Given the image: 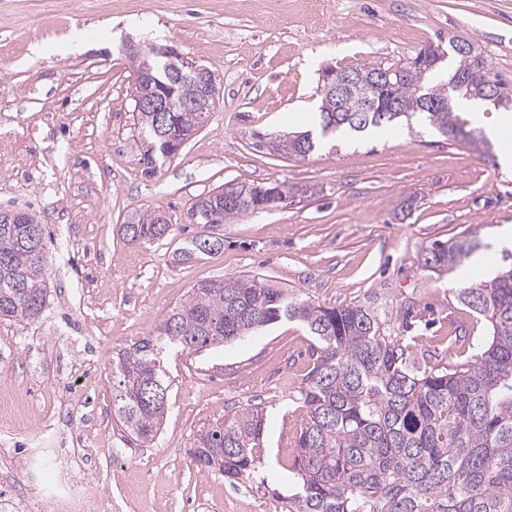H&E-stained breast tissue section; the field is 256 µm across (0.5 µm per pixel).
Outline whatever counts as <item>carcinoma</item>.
I'll return each mask as SVG.
<instances>
[{"label": "carcinoma", "instance_id": "1", "mask_svg": "<svg viewBox=\"0 0 512 512\" xmlns=\"http://www.w3.org/2000/svg\"><path fill=\"white\" fill-rule=\"evenodd\" d=\"M462 73L464 89L457 98L483 101L491 89L512 107V89L492 72L487 59L472 52L465 58L449 51ZM405 72L375 87L377 106L395 102L397 112H361L372 72L378 64L343 67L362 73L342 98L341 112L320 107L314 116L321 134L382 130L398 119L418 115L446 140L487 154L482 129L461 118L456 105L444 107L450 82L436 79L441 64L433 45L420 49ZM208 112L179 108L165 115L163 138L150 112H133L141 141L152 148L141 154L143 173L155 175L174 147L198 130ZM319 142L308 132L270 137L272 152L304 159ZM239 189L247 185L235 183ZM243 198L230 203L212 192L200 196L191 211L205 212L224 224L257 210L288 205V190L249 185ZM131 243L158 241L173 224L159 223L156 212L135 214L121 225ZM215 236H198L174 252L185 263L224 250L203 247ZM480 249L469 234L434 243L425 267L452 272ZM48 296L43 227L0 211V322L21 323L39 317ZM457 300L483 317L489 335L471 340L477 360L453 366H430L411 350L403 336L381 332L376 310L360 305H325L288 294L254 278L225 277L193 286L176 302L156 329L112 357V406L126 441L136 446L152 441L168 412L162 349L171 344L198 353L251 335L283 318L306 326L316 339L314 363L300 390L307 419L298 438L292 473L299 492L288 512H512V253L488 281L457 292ZM266 418L245 408L200 431L193 460L204 472H219L231 482L248 480L262 468Z\"/></svg>", "mask_w": 512, "mask_h": 512}]
</instances>
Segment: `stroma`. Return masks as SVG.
Wrapping results in <instances>:
<instances>
[{
  "label": "stroma",
  "instance_id": "35a3bbf8",
  "mask_svg": "<svg viewBox=\"0 0 512 512\" xmlns=\"http://www.w3.org/2000/svg\"><path fill=\"white\" fill-rule=\"evenodd\" d=\"M79 51H65L72 35ZM470 39L512 84V0H0V209L44 227L47 304L0 323V389L19 387L55 434L84 443L89 481L110 512H288L290 466L306 418L299 398L313 337L281 320L197 354H166L168 414L155 439L127 447L113 429L112 355L155 333L192 286L254 277L328 305L377 310L432 364L474 361L486 321L456 299L469 269L424 266L434 241L470 231L492 248L512 226V173L424 123L322 146L300 160L260 137L311 129L325 67L409 58ZM172 45L214 70L218 104L153 178L133 124L125 46ZM229 180L283 184L293 202L208 227L197 196ZM165 213L163 240L132 244L119 227ZM221 253L177 264L192 237ZM267 418L263 481L230 485L192 460L200 429L238 410ZM28 430L0 441V512L40 500L52 512L53 462L26 476Z\"/></svg>",
  "mask_w": 512,
  "mask_h": 512
}]
</instances>
